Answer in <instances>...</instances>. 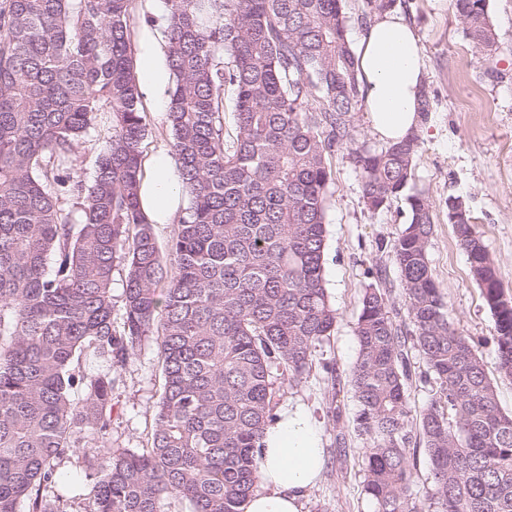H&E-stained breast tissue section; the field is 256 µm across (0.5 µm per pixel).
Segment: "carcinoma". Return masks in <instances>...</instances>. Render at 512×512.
I'll return each mask as SVG.
<instances>
[{
    "instance_id": "1",
    "label": "carcinoma",
    "mask_w": 512,
    "mask_h": 512,
    "mask_svg": "<svg viewBox=\"0 0 512 512\" xmlns=\"http://www.w3.org/2000/svg\"><path fill=\"white\" fill-rule=\"evenodd\" d=\"M134 2L0 0V512H67L49 496L66 456L91 481L85 512H169L171 497L189 512H244L282 385L300 382L336 327L324 256L339 148L370 212L402 195L409 211L391 245L407 321H396L378 268L355 323L347 386L367 443L364 492L374 512H422L410 462L421 446L430 512H512V415L448 319L430 268L431 203L407 193L420 137L377 147L353 134L363 98L346 0H163L166 122L188 197L166 264L138 200L146 123ZM395 2L364 0L360 22ZM452 6L491 51L487 0ZM105 115L109 135L86 179L78 149ZM446 206L495 319L498 372L512 378V307H500L469 209L452 196ZM150 336L164 383L149 446L115 449L112 388ZM413 349L436 388L420 408Z\"/></svg>"
}]
</instances>
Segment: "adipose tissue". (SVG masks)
<instances>
[{"instance_id":"adipose-tissue-1","label":"adipose tissue","mask_w":512,"mask_h":512,"mask_svg":"<svg viewBox=\"0 0 512 512\" xmlns=\"http://www.w3.org/2000/svg\"><path fill=\"white\" fill-rule=\"evenodd\" d=\"M136 71L146 104L161 102L171 83L165 43L148 31L134 35ZM368 122L382 141L396 143L419 131V99L425 86L422 46L402 13L376 15L356 51ZM140 206L149 222L170 224L183 204L173 163L166 153L153 156L143 174ZM324 469V450L307 408L281 409L263 434L258 453L260 491L244 512H299L298 500Z\"/></svg>"}]
</instances>
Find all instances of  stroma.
Returning a JSON list of instances; mask_svg holds the SVG:
<instances>
[{"mask_svg": "<svg viewBox=\"0 0 512 512\" xmlns=\"http://www.w3.org/2000/svg\"><path fill=\"white\" fill-rule=\"evenodd\" d=\"M413 25L424 55L425 87L432 102L430 120L419 133L412 190L430 200L435 228L429 245L434 278L448 302V317L471 336L493 378L503 412L512 414V380L496 370L495 320L472 278L467 255L448 222L445 202L464 201L493 258L505 295L512 297V0H488L496 45L485 53L474 47L456 17L451 0H396ZM332 195L326 211L324 275L338 313L336 330L317 349L301 382L286 388L283 403L310 405L318 424L325 464L320 482L300 499V512H373L361 473L366 442L354 428L355 402L348 391L331 396L326 365L347 374L358 355L354 327L366 272L385 268L391 284L399 271L390 246L408 221L404 202L369 212L361 179L346 150L332 159ZM112 392V445L146 446L154 425L163 377L154 339H145L122 371ZM343 406L339 420L326 414L330 399ZM347 461H340L338 446ZM53 489L69 512H84L89 482L76 458L57 463Z\"/></svg>", "mask_w": 512, "mask_h": 512, "instance_id": "35a3bbf8", "label": "stroma"}]
</instances>
